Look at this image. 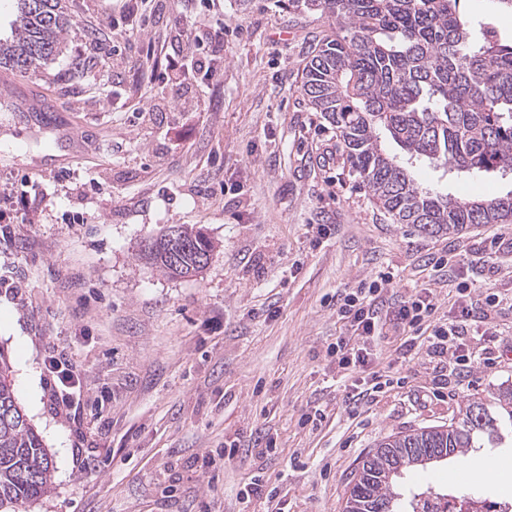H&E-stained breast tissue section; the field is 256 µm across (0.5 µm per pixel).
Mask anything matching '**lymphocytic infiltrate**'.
Masks as SVG:
<instances>
[{
	"instance_id": "obj_1",
	"label": "lymphocytic infiltrate",
	"mask_w": 512,
	"mask_h": 512,
	"mask_svg": "<svg viewBox=\"0 0 512 512\" xmlns=\"http://www.w3.org/2000/svg\"><path fill=\"white\" fill-rule=\"evenodd\" d=\"M196 2V17L186 19L174 35L175 41L190 44L191 56L183 65L170 62L161 76L175 95L184 90L187 74L210 83L222 76L220 39L196 21L197 16L211 11L214 0ZM392 283V274L380 271L336 300V315L347 333L328 347L327 355L341 377L349 378L358 372L369 376L363 386L353 387L344 397L345 409L352 417L358 415L369 396L401 381L393 366L379 361L378 348L389 336L400 338L396 349L399 363H412L423 354L430 362L448 365L460 378L470 375L479 357V345L498 342L496 335L483 333L482 328L505 305V297L495 295L480 300L474 298L473 288L458 287L454 314L442 322L434 318L438 299L432 289L415 287L410 293L397 295L389 290Z\"/></svg>"
}]
</instances>
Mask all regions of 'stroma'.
<instances>
[{
	"label": "stroma",
	"instance_id": "35a3bbf8",
	"mask_svg": "<svg viewBox=\"0 0 512 512\" xmlns=\"http://www.w3.org/2000/svg\"><path fill=\"white\" fill-rule=\"evenodd\" d=\"M120 0H65L62 55L34 73L10 72L23 92L66 107L100 152L67 157L56 132L0 101V348L19 404L52 456V490L28 512H267L238 493L262 474L287 512H343L362 457L392 433L447 423L470 398L512 384V352L489 350L469 381L432 394L427 360L403 387L370 398L357 418L327 368L346 329L329 300L385 270L393 287L433 289L445 319L461 283L484 272L482 294L512 292V255L473 224L451 235L415 233L387 218L342 168L343 147L301 90L303 69L330 28L288 0H218L224 79L191 87L188 112L140 113L169 89L145 63L148 42L169 41L192 0L144 30L125 24ZM110 26L101 52L75 69L81 35ZM42 172H31L34 162ZM422 186L494 197L512 178L459 184L432 169ZM173 224L219 244L200 277L174 279L140 249ZM454 271H434L438 258ZM53 360L86 374L93 394L63 410L51 400ZM322 410L315 427L305 415ZM264 431L276 447L227 461L215 480L204 458ZM502 461L475 496L512 501V447L475 448L433 467L435 486Z\"/></svg>",
	"mask_w": 512,
	"mask_h": 512
}]
</instances>
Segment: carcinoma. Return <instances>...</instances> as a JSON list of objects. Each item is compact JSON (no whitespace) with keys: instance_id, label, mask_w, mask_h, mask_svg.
<instances>
[{"instance_id":"1","label":"carcinoma","mask_w":512,"mask_h":512,"mask_svg":"<svg viewBox=\"0 0 512 512\" xmlns=\"http://www.w3.org/2000/svg\"><path fill=\"white\" fill-rule=\"evenodd\" d=\"M62 0H16L12 35L0 38V67L34 70L61 53L68 19ZM331 21L336 37L322 43L302 89L312 110L336 129L343 164L396 224L420 234H453L468 224L512 223V190L491 198L424 189L415 168L445 174H512V42L489 38L459 9L460 0H289ZM404 151L397 156L385 142ZM214 242L174 224L141 251L168 277H194L209 265ZM0 350V512H22L52 483V460L41 435L7 383ZM498 414L469 400L448 423L391 434L356 469L344 512H403L397 469L426 470L512 433V385L492 393ZM433 486L412 494L410 512H430Z\"/></svg>"}]
</instances>
